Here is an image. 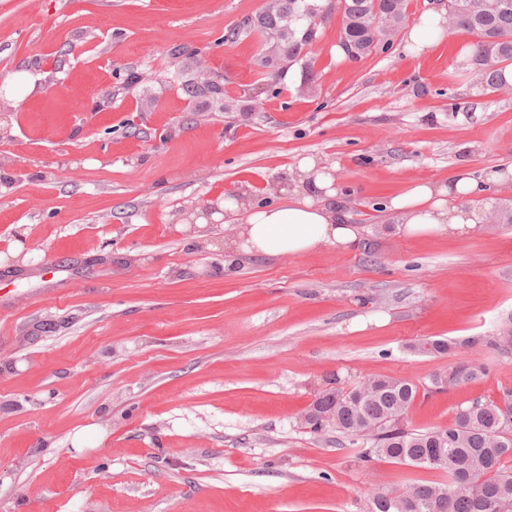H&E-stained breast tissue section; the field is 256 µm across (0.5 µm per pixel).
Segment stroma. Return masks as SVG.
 Wrapping results in <instances>:
<instances>
[{"mask_svg":"<svg viewBox=\"0 0 512 512\" xmlns=\"http://www.w3.org/2000/svg\"><path fill=\"white\" fill-rule=\"evenodd\" d=\"M302 58L252 64L228 28L267 0H0V512H370L374 493L448 480L361 459L301 417L364 378L414 382L409 428L512 389V353L429 391L422 342L512 319V224L408 238L379 203L512 157V91L481 83L474 37L358 60L336 0ZM216 80L242 112L186 82ZM311 156L336 170L352 251L241 255L228 193L282 203Z\"/></svg>","mask_w":512,"mask_h":512,"instance_id":"35a3bbf8","label":"stroma"}]
</instances>
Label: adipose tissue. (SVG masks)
Here are the masks:
<instances>
[{
  "label": "adipose tissue",
  "mask_w": 512,
  "mask_h": 512,
  "mask_svg": "<svg viewBox=\"0 0 512 512\" xmlns=\"http://www.w3.org/2000/svg\"><path fill=\"white\" fill-rule=\"evenodd\" d=\"M299 172L298 185L286 191L280 205L258 208L234 198L225 200L224 213L235 229L224 241L225 270H233L245 252L295 255L324 248L347 251L358 242V227L342 223L336 215L333 202L340 191L329 170L307 156L300 160ZM511 178L512 163L482 178L462 171L447 183L417 181L388 198L384 207L396 216L395 230L400 235L463 237L475 232L481 220L476 211L466 207V199L482 196L490 184Z\"/></svg>",
  "instance_id": "adipose-tissue-1"
}]
</instances>
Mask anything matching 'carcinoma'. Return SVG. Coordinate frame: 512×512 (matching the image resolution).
<instances>
[{"label": "carcinoma", "instance_id": "obj_1", "mask_svg": "<svg viewBox=\"0 0 512 512\" xmlns=\"http://www.w3.org/2000/svg\"><path fill=\"white\" fill-rule=\"evenodd\" d=\"M338 46L345 56L360 59L376 50L391 49L406 19L408 0H341ZM329 7L316 0H269L264 10L247 18L224 36L238 42L260 33L267 51L296 60L306 54L325 22ZM448 27L476 36L472 62L485 83L502 89V67L512 61V0H448ZM475 341L430 340L423 348L452 354ZM487 366L465 360L448 370V383L432 377L436 389L450 390L484 377ZM418 388L409 380L372 376L349 388L318 396L303 415L304 423L318 430L317 416L328 413L336 429L361 443L360 456L383 457L394 463L417 465L448 473V483L412 484L377 492L371 512H397L395 504L410 496L421 512L441 498L450 512H512V472L503 461L512 458V390L497 402L474 401L457 409L446 428L414 432L405 415L417 399Z\"/></svg>", "mask_w": 512, "mask_h": 512}]
</instances>
